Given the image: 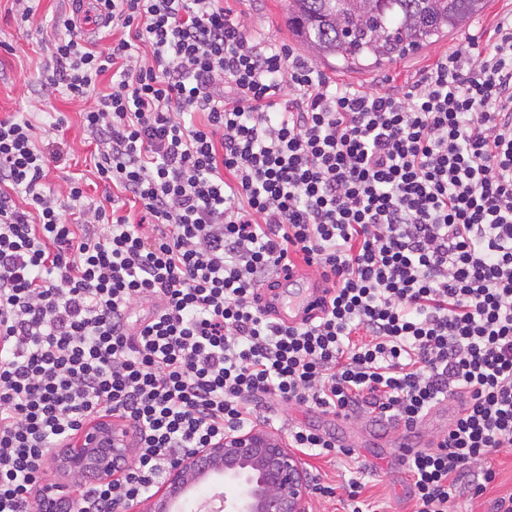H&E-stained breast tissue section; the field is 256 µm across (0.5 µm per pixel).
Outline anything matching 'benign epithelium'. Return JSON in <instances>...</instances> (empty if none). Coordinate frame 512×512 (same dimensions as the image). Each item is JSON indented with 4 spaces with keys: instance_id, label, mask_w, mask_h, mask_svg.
Segmentation results:
<instances>
[{
    "instance_id": "benign-epithelium-1",
    "label": "benign epithelium",
    "mask_w": 512,
    "mask_h": 512,
    "mask_svg": "<svg viewBox=\"0 0 512 512\" xmlns=\"http://www.w3.org/2000/svg\"><path fill=\"white\" fill-rule=\"evenodd\" d=\"M126 437L105 422L71 439L56 456L39 464L57 478L43 499L42 512L79 508L67 487L76 474L105 483L119 475L129 455ZM207 484L213 494L197 512H308L310 484L306 463L279 434L255 427L228 431L170 467L148 497L124 505L134 512H185L197 488Z\"/></svg>"
}]
</instances>
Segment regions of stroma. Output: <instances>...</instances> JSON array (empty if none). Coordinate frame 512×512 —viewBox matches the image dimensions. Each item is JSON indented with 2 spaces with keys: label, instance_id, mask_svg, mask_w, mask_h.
<instances>
[{
  "label": "stroma",
  "instance_id": "obj_1",
  "mask_svg": "<svg viewBox=\"0 0 512 512\" xmlns=\"http://www.w3.org/2000/svg\"><path fill=\"white\" fill-rule=\"evenodd\" d=\"M250 34L294 53L302 48L288 29V0H229ZM512 13V0H488L484 11L465 30L449 35L422 51L378 68L345 71L328 63L320 68L338 83L354 88H387L402 85L404 78L425 70L443 54L453 52L470 40L486 42L496 24ZM71 0H40L32 21L16 15L12 0H0V119L20 113L32 116L38 136L61 143L63 158L51 167L47 177L54 188L64 187L71 177L82 178L86 195L93 200L115 194V187L105 186L94 174L91 144L81 123L86 102L63 94L43 97L39 94V73L51 63L53 47L42 33L44 27L72 18ZM67 123L56 127L58 116ZM309 475L324 478L326 483L342 486L353 478L357 467H364L365 494L383 506L384 512H411L410 478L398 455L384 448H359L354 460L326 461L310 456L306 459ZM498 476L486 493L473 501L455 500L454 512H490L495 497L512 492V451L495 461Z\"/></svg>",
  "mask_w": 512,
  "mask_h": 512
}]
</instances>
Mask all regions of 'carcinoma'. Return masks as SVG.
<instances>
[{
	"instance_id": "cac0c4a2",
	"label": "carcinoma",
	"mask_w": 512,
	"mask_h": 512,
	"mask_svg": "<svg viewBox=\"0 0 512 512\" xmlns=\"http://www.w3.org/2000/svg\"><path fill=\"white\" fill-rule=\"evenodd\" d=\"M487 0H288V28L319 61L365 70L464 29Z\"/></svg>"
}]
</instances>
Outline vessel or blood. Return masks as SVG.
I'll return each mask as SVG.
<instances>
[{
	"mask_svg": "<svg viewBox=\"0 0 512 512\" xmlns=\"http://www.w3.org/2000/svg\"><path fill=\"white\" fill-rule=\"evenodd\" d=\"M324 296L322 282L311 271L297 267L282 274L277 289L262 290L261 304L275 318L297 324L312 316V306Z\"/></svg>",
	"mask_w": 512,
	"mask_h": 512,
	"instance_id": "vessel-or-blood-1",
	"label": "vessel or blood"
}]
</instances>
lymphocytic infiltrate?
Here are the masks:
<instances>
[{"label":"lymphocytic infiltrate","instance_id":"lymphocytic-infiltrate-1","mask_svg":"<svg viewBox=\"0 0 512 512\" xmlns=\"http://www.w3.org/2000/svg\"><path fill=\"white\" fill-rule=\"evenodd\" d=\"M75 3L114 37L65 22L40 90L96 98V173L141 217L49 186L59 148L0 119V512H31L38 462L96 419L133 436L79 500L114 512L267 400L414 432L464 397L401 463L412 512L482 496L512 448V20L393 92L338 87L224 0ZM299 262L326 297L289 326L258 290ZM288 439L352 455L315 428Z\"/></svg>","mask_w":512,"mask_h":512}]
</instances>
